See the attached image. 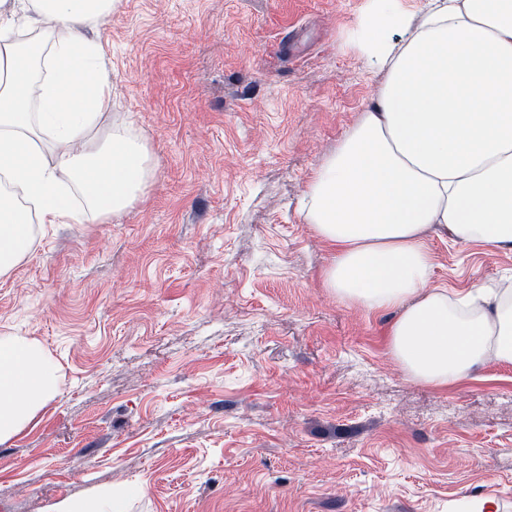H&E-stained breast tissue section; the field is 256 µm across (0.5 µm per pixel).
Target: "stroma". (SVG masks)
Segmentation results:
<instances>
[{"label": "stroma", "mask_w": 512, "mask_h": 512, "mask_svg": "<svg viewBox=\"0 0 512 512\" xmlns=\"http://www.w3.org/2000/svg\"><path fill=\"white\" fill-rule=\"evenodd\" d=\"M368 0H117L92 32L154 177L117 219L34 224L0 336L56 396L0 444V512L128 490L124 512H512V366L411 381L395 312L336 301L306 224L316 167L383 75ZM433 285L512 278V248L436 228Z\"/></svg>", "instance_id": "obj_1"}]
</instances>
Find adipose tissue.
<instances>
[{"mask_svg": "<svg viewBox=\"0 0 512 512\" xmlns=\"http://www.w3.org/2000/svg\"><path fill=\"white\" fill-rule=\"evenodd\" d=\"M113 6L0 0L1 277L27 255L33 223L119 216L153 177L131 127L98 133L112 77L85 32ZM353 37L384 80L305 192V220L334 252L324 284L343 304L397 311L388 352L412 380L442 388L490 361L512 365V288L431 287L425 240L435 226L512 248V0H428L418 23L399 0H371ZM57 381L39 347L0 336V443Z\"/></svg>", "mask_w": 512, "mask_h": 512, "instance_id": "obj_1", "label": "adipose tissue"}]
</instances>
